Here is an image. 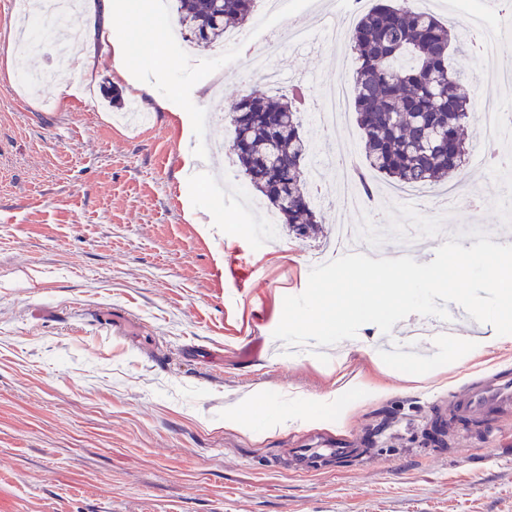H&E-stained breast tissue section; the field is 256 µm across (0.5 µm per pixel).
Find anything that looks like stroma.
<instances>
[{"mask_svg":"<svg viewBox=\"0 0 512 512\" xmlns=\"http://www.w3.org/2000/svg\"><path fill=\"white\" fill-rule=\"evenodd\" d=\"M423 2L455 35L476 22L500 33L499 0ZM19 26L0 0V512H512V420L496 437L475 427L439 448L430 413L475 371L512 367V342L420 380L369 358L412 321L424 356L439 335L491 325L417 314L329 350L274 338L325 239L284 228L265 239L225 184L238 177L226 109L263 83L229 81L205 109L195 84L246 46L186 63L171 46L163 68L149 18L118 16L113 35L137 32L135 73L150 87L137 95L104 55L84 75L48 44L7 54ZM270 63L315 100L343 75L325 42ZM22 69L56 78L17 95ZM81 75L92 97L73 92ZM116 93L151 124L124 125ZM171 95L175 110H160ZM374 186L377 223H424L386 197V181ZM506 189L512 177L485 172L487 205L455 209L441 236L512 228L490 204ZM336 433L360 437L370 459L301 476L270 464Z\"/></svg>","mask_w":512,"mask_h":512,"instance_id":"stroma-1","label":"stroma"}]
</instances>
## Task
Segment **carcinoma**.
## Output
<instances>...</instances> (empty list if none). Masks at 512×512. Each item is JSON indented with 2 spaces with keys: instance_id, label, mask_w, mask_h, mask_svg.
Listing matches in <instances>:
<instances>
[{
  "instance_id": "1",
  "label": "carcinoma",
  "mask_w": 512,
  "mask_h": 512,
  "mask_svg": "<svg viewBox=\"0 0 512 512\" xmlns=\"http://www.w3.org/2000/svg\"><path fill=\"white\" fill-rule=\"evenodd\" d=\"M186 40L211 48L244 27L257 0H170ZM357 59L353 100L365 169L390 183L439 186L469 153L465 128L473 112V78L450 64L451 28L425 10L376 0L348 33ZM292 88L254 90L229 107L231 151L239 173L301 236L322 217L303 179L311 144Z\"/></svg>"
}]
</instances>
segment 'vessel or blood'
<instances>
[{
    "mask_svg": "<svg viewBox=\"0 0 512 512\" xmlns=\"http://www.w3.org/2000/svg\"><path fill=\"white\" fill-rule=\"evenodd\" d=\"M433 414L440 423L455 429L478 421L486 424L487 434H494L502 418L512 415V369L474 373L464 384L449 390L447 397L435 405ZM369 456V449L361 443L339 438L317 447L289 449L285 467L293 473L306 474L345 460L360 464Z\"/></svg>",
    "mask_w": 512,
    "mask_h": 512,
    "instance_id": "1",
    "label": "vessel or blood"
}]
</instances>
